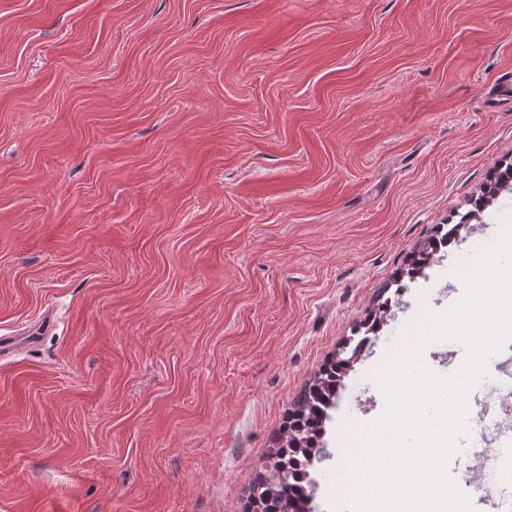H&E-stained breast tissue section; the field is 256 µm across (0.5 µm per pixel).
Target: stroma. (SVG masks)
<instances>
[{"label": "stroma", "mask_w": 512, "mask_h": 512, "mask_svg": "<svg viewBox=\"0 0 512 512\" xmlns=\"http://www.w3.org/2000/svg\"><path fill=\"white\" fill-rule=\"evenodd\" d=\"M512 0H0V512H247L350 338L375 365L512 213ZM460 240L398 290L437 226ZM399 297L376 334L363 322Z\"/></svg>", "instance_id": "35a3bbf8"}]
</instances>
